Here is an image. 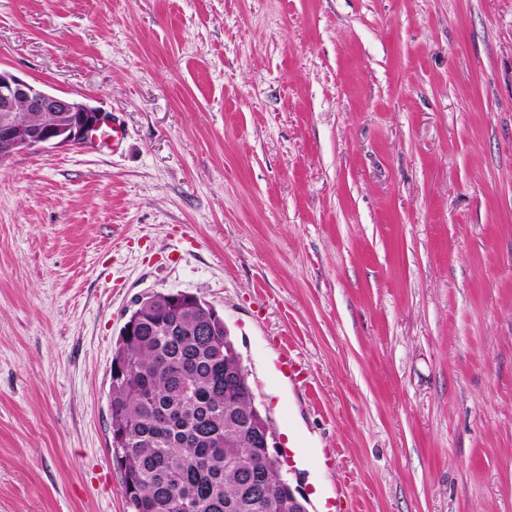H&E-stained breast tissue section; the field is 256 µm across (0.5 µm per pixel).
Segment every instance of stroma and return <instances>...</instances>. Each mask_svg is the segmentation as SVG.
<instances>
[{
  "label": "stroma",
  "instance_id": "1",
  "mask_svg": "<svg viewBox=\"0 0 512 512\" xmlns=\"http://www.w3.org/2000/svg\"><path fill=\"white\" fill-rule=\"evenodd\" d=\"M0 69L114 115L0 161V512H127L112 350L223 316L358 512H512V0H0ZM266 376L271 390L275 393L286 386L296 390L306 386L308 368L285 346L266 363Z\"/></svg>",
  "mask_w": 512,
  "mask_h": 512
}]
</instances>
